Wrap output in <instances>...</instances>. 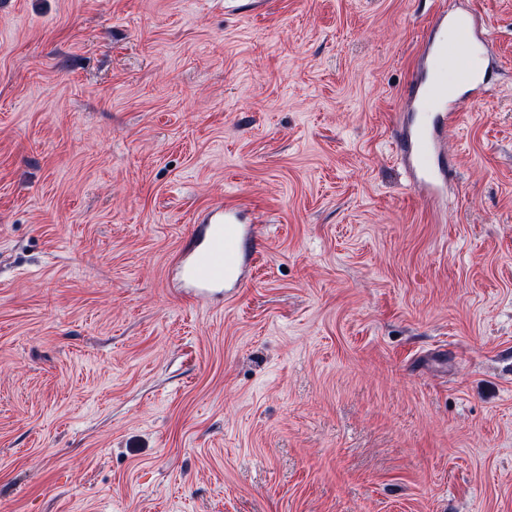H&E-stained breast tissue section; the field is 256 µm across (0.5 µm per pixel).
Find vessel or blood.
<instances>
[{"label":"vessel or blood","mask_w":512,"mask_h":512,"mask_svg":"<svg viewBox=\"0 0 512 512\" xmlns=\"http://www.w3.org/2000/svg\"><path fill=\"white\" fill-rule=\"evenodd\" d=\"M491 42L486 24L472 11L436 12L425 28V66L404 94L405 109L412 117L397 128L393 145L410 186L433 208L444 207L448 196L443 164L448 131L468 108L484 99ZM448 60L458 64L459 81L453 88L442 73ZM253 236V228L241 223L237 204L216 205L193 228L192 239L183 249L178 261L183 281L201 297L220 288L243 286Z\"/></svg>","instance_id":"obj_1"}]
</instances>
